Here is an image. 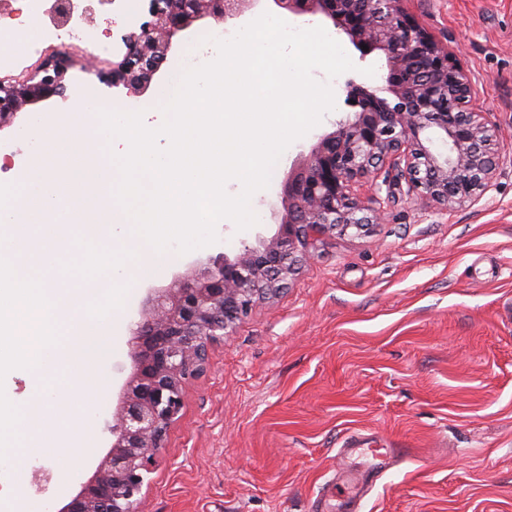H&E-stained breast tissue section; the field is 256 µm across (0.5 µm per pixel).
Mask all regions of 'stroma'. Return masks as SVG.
<instances>
[{"instance_id": "35a3bbf8", "label": "stroma", "mask_w": 512, "mask_h": 512, "mask_svg": "<svg viewBox=\"0 0 512 512\" xmlns=\"http://www.w3.org/2000/svg\"><path fill=\"white\" fill-rule=\"evenodd\" d=\"M408 7L438 38L452 39L475 88L474 108L512 150V0ZM30 9L29 0H0L2 77L30 71L55 47L9 48L7 30ZM133 22L123 0L111 15H95L98 48L65 46L69 80L89 83L93 96L74 91L64 106L43 105L33 132L6 129L0 141L21 157L43 152V127L78 106L94 126L99 110L129 103L161 125L156 93L167 76L136 97L97 77L123 51L120 37ZM346 52L355 68L333 80L334 110L287 148L268 188L253 196L258 224L240 231L224 221L216 243L167 251L155 269L129 279L123 307L103 320L110 356L94 367L101 395L87 397L70 371L45 360L46 446L20 440L0 462V512H50L90 476L89 451L103 446L104 421L129 371V320L148 290L276 231L289 166L347 117L346 83L366 82L365 67L383 66L354 47ZM184 396L146 489V512H318L326 487L361 486L367 460L344 451L357 432L410 450L365 492L364 512H512V167L478 204L423 209L400 195L364 235L325 238L279 293L210 346L205 371ZM75 425L82 450L70 454ZM41 467L53 479L37 494L30 481Z\"/></svg>"}]
</instances>
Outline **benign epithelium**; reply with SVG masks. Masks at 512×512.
<instances>
[{
  "mask_svg": "<svg viewBox=\"0 0 512 512\" xmlns=\"http://www.w3.org/2000/svg\"><path fill=\"white\" fill-rule=\"evenodd\" d=\"M143 16L121 35L125 51L99 80L138 95L149 88L174 37L206 18L238 21L260 0H145ZM297 17L333 24L361 56L384 60L377 84L346 85L352 115L293 163L283 182L275 233L219 254L173 287L156 289L130 322V372L106 422L94 470L52 512H139L167 432L182 416L184 386L205 368L208 348L228 335L256 299L285 285L333 234L380 224L402 192L446 209L476 204L512 154L471 107L472 82L451 46L407 8L409 0H273ZM368 49H362V46ZM69 61L46 58L24 77H0V129L46 102L69 99Z\"/></svg>",
  "mask_w": 512,
  "mask_h": 512,
  "instance_id": "benign-epithelium-1",
  "label": "benign epithelium"
}]
</instances>
